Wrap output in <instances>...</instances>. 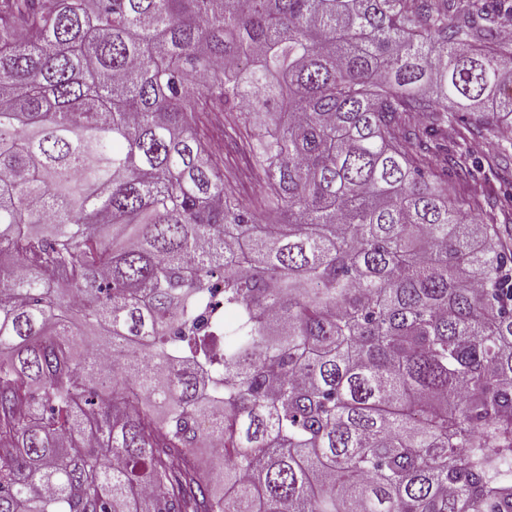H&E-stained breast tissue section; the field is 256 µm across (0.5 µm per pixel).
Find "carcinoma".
<instances>
[{
	"label": "carcinoma",
	"mask_w": 512,
	"mask_h": 512,
	"mask_svg": "<svg viewBox=\"0 0 512 512\" xmlns=\"http://www.w3.org/2000/svg\"><path fill=\"white\" fill-rule=\"evenodd\" d=\"M511 23L0 0V512H512L509 203L460 191L458 116H512ZM234 117L227 116L224 112H212L209 116L214 127V139L224 138V141H216L215 147L224 154L217 155L215 161L224 172V194L231 199H248L259 192L260 186L256 181V172L251 170L239 148L218 132V128H228V122ZM225 145V147H224Z\"/></svg>",
	"instance_id": "obj_1"
}]
</instances>
